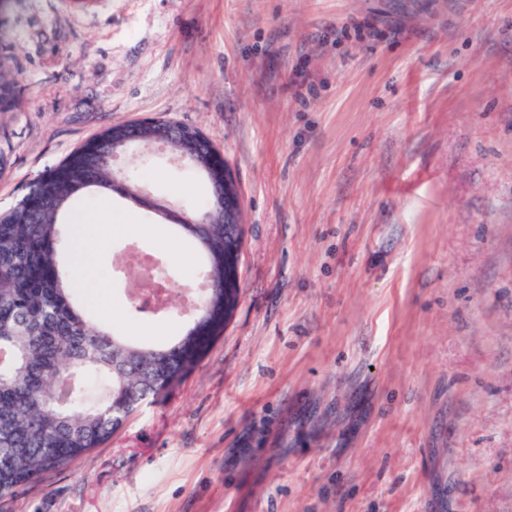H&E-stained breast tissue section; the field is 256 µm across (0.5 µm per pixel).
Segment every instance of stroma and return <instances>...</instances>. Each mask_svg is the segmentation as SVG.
Here are the masks:
<instances>
[{
    "label": "stroma",
    "mask_w": 512,
    "mask_h": 512,
    "mask_svg": "<svg viewBox=\"0 0 512 512\" xmlns=\"http://www.w3.org/2000/svg\"><path fill=\"white\" fill-rule=\"evenodd\" d=\"M0 212L119 122L201 130L242 189V293L164 396L0 512H512V0H0ZM202 217L165 153L117 157ZM83 293L133 340L123 268L173 302L190 244L110 195Z\"/></svg>",
    "instance_id": "35a3bbf8"
}]
</instances>
